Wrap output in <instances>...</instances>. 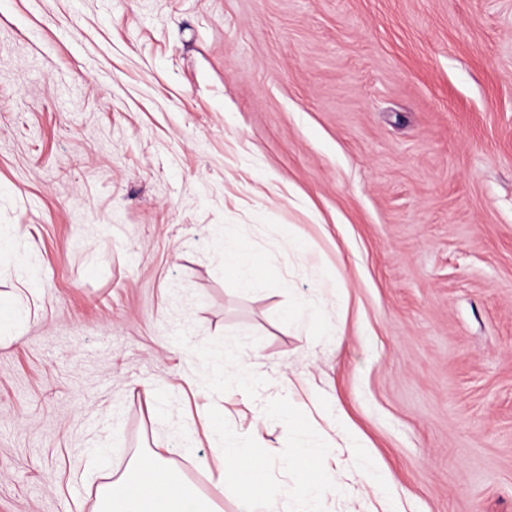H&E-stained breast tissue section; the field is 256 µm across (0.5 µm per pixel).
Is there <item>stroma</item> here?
I'll return each instance as SVG.
<instances>
[{
  "mask_svg": "<svg viewBox=\"0 0 512 512\" xmlns=\"http://www.w3.org/2000/svg\"><path fill=\"white\" fill-rule=\"evenodd\" d=\"M0 228V512L148 451L236 512L255 422L295 512L337 420L390 490L316 512H512V0H0ZM249 243L243 237L235 238L224 246V266L234 269L245 283L250 281L247 258L250 254ZM244 452L245 448H240L235 438L226 439L222 434L217 446L213 448V466H207L209 478L220 485H224L226 479H234L237 476L239 456Z\"/></svg>",
  "mask_w": 512,
  "mask_h": 512,
  "instance_id": "1",
  "label": "stroma"
}]
</instances>
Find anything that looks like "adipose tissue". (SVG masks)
I'll return each instance as SVG.
<instances>
[{
	"label": "adipose tissue",
	"instance_id": "obj_1",
	"mask_svg": "<svg viewBox=\"0 0 512 512\" xmlns=\"http://www.w3.org/2000/svg\"><path fill=\"white\" fill-rule=\"evenodd\" d=\"M337 455L344 465L337 474H317L306 486L299 512H313L316 502L335 490L343 477L369 473L362 464L361 446L354 432L337 425ZM278 493L268 486L262 472L240 481L237 512H279ZM98 512H217L209 501L197 498L168 467L166 458L157 452L138 457L127 473L101 486Z\"/></svg>",
	"mask_w": 512,
	"mask_h": 512
}]
</instances>
